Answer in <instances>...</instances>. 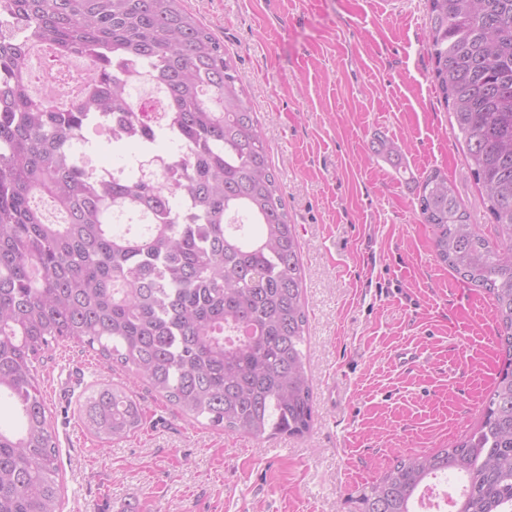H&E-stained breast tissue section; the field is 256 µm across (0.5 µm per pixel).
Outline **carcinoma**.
Returning <instances> with one entry per match:
<instances>
[{
	"label": "carcinoma",
	"instance_id": "1",
	"mask_svg": "<svg viewBox=\"0 0 512 512\" xmlns=\"http://www.w3.org/2000/svg\"><path fill=\"white\" fill-rule=\"evenodd\" d=\"M432 81L482 185L499 244L479 235L448 177L417 182L436 257L486 291L499 380L480 425L449 448L396 460L356 512H413L436 475L463 482L456 512H512V0H426ZM93 72L68 112L36 95L27 66ZM162 93L168 111H137ZM134 160L108 170L94 148ZM393 163L399 150L379 139ZM300 245L261 128L217 39L180 0H0V512H60L58 448L34 361L72 339L146 381L194 420L256 439L313 419L303 352ZM103 443L139 431L122 386L81 406Z\"/></svg>",
	"mask_w": 512,
	"mask_h": 512
}]
</instances>
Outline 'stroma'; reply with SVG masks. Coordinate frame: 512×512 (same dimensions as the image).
<instances>
[{"mask_svg":"<svg viewBox=\"0 0 512 512\" xmlns=\"http://www.w3.org/2000/svg\"><path fill=\"white\" fill-rule=\"evenodd\" d=\"M223 41L301 244L314 422L259 441L195 422L81 344L37 379L59 450L61 512H356L397 458L449 447L481 419L502 366L487 293L440 263L415 183L446 174L496 234L431 77L425 0H182ZM401 165L373 155L376 138ZM417 352L400 365L398 349ZM124 384L145 411L104 445L88 392Z\"/></svg>","mask_w":512,"mask_h":512,"instance_id":"stroma-1","label":"stroma"}]
</instances>
